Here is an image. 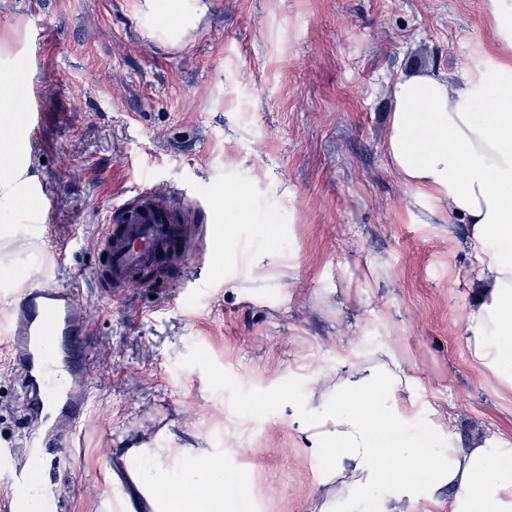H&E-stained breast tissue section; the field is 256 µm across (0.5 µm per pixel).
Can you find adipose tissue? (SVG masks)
I'll return each instance as SVG.
<instances>
[{"instance_id":"1","label":"adipose tissue","mask_w":512,"mask_h":512,"mask_svg":"<svg viewBox=\"0 0 512 512\" xmlns=\"http://www.w3.org/2000/svg\"><path fill=\"white\" fill-rule=\"evenodd\" d=\"M493 85L487 111L471 100ZM384 141L387 166L427 203V222L449 215V236L464 232L480 297L465 316L471 365L512 394V34L480 79L428 73L399 77ZM28 154L16 133L0 143V189L17 194ZM303 432L315 451L333 456L331 489L319 512H356L377 499V512H512V437L481 432L440 438L443 415L420 405L418 380L400 349L382 345L340 358ZM221 460L194 459L190 478L164 486L167 512H226L234 484L219 485Z\"/></svg>"}]
</instances>
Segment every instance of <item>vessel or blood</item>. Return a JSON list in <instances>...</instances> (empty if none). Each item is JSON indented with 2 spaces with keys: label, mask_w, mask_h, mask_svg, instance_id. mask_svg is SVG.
<instances>
[{
  "label": "vessel or blood",
  "mask_w": 512,
  "mask_h": 512,
  "mask_svg": "<svg viewBox=\"0 0 512 512\" xmlns=\"http://www.w3.org/2000/svg\"><path fill=\"white\" fill-rule=\"evenodd\" d=\"M199 209L182 191L163 197L151 189L114 207L98 244L104 259L96 278L103 291L119 297L146 285V273L165 279L170 271H186L206 237V225L194 221ZM78 293L77 285L32 277L16 289L7 312L6 348L27 423L26 464L10 470V512H32L38 493L53 498L57 452L69 449L93 400L91 326Z\"/></svg>",
  "instance_id": "b4317fda"
}]
</instances>
